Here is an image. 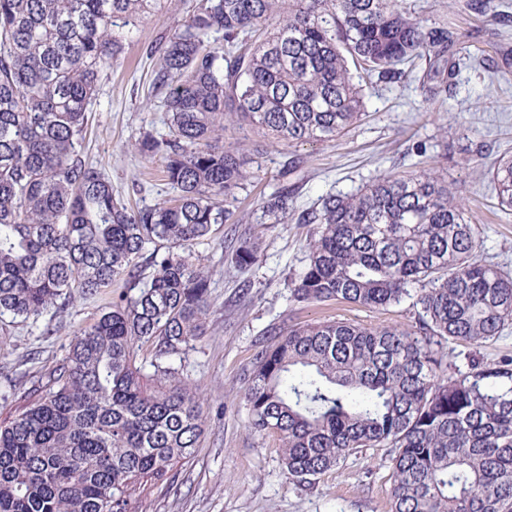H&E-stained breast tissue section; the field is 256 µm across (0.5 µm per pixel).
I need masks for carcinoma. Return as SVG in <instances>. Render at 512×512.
Here are the masks:
<instances>
[{"label":"carcinoma","instance_id":"carcinoma-1","mask_svg":"<svg viewBox=\"0 0 512 512\" xmlns=\"http://www.w3.org/2000/svg\"><path fill=\"white\" fill-rule=\"evenodd\" d=\"M163 4L0 0V318L27 321L124 282L78 329L45 394L0 422V512H139L147 488L194 453L203 411L175 360L206 332L210 281L194 247L235 223L220 198L249 177L227 130L334 141L366 112L353 72L413 77L432 97L456 76L457 33L399 0H197L159 42L153 88L168 134L135 142L162 158L175 194L133 209L84 157V133L104 72ZM475 10L502 16L498 0ZM492 179L512 211L511 154ZM257 210L262 224H286L292 193L264 195ZM297 223L314 228L294 299H410L416 312L409 329L292 326L257 356L249 427L278 437L290 483L312 487L350 455L386 448L391 512H512V359L450 374L446 352L512 324V276L479 257L448 183L426 170L380 176L323 196ZM258 252L246 237L234 260Z\"/></svg>","mask_w":512,"mask_h":512}]
</instances>
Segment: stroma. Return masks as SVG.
<instances>
[{"label":"stroma","mask_w":512,"mask_h":512,"mask_svg":"<svg viewBox=\"0 0 512 512\" xmlns=\"http://www.w3.org/2000/svg\"><path fill=\"white\" fill-rule=\"evenodd\" d=\"M505 22H487L468 0H404L417 17L460 26L467 38L456 57L459 72L447 95L428 99L418 80L379 86L366 99L356 128L332 142L283 146L249 129L228 131L227 143L248 159L255 175L236 190L232 206L243 221L218 227L197 253L209 273L207 331L181 358L183 378L198 386L204 432L188 462L153 487L146 512H390L387 451L368 448L322 475L310 489L289 483L275 435L252 431L244 401L247 375L278 329L328 319L366 327H408L411 301L378 311L344 301L300 302L290 279L308 264V224L268 226L254 221L260 194L289 184L295 212L317 207L322 195L351 193L369 180L419 166L444 178L479 232L482 260L512 273V211L502 212L491 182L495 158L512 152V0ZM196 0H167L126 48L122 67L107 71L89 114L84 151L112 181L113 192L136 208L170 198L162 162L138 153L140 133L167 134L160 97L152 89L160 66L161 36L191 12ZM298 168L288 178L287 162ZM258 239L255 263L233 261L237 240ZM110 299L74 296L64 313L44 311L25 323L0 321V421L12 418L40 394L51 370L65 360L74 331L95 319ZM448 361L512 357V326L494 343L449 344Z\"/></svg>","instance_id":"stroma-1"}]
</instances>
